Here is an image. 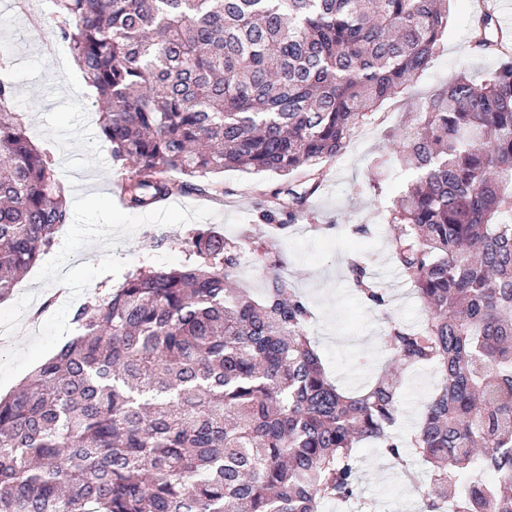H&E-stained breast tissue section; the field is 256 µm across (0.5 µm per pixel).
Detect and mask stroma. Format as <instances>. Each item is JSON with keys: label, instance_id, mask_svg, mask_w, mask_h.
Here are the masks:
<instances>
[{"label": "stroma", "instance_id": "stroma-1", "mask_svg": "<svg viewBox=\"0 0 512 512\" xmlns=\"http://www.w3.org/2000/svg\"><path fill=\"white\" fill-rule=\"evenodd\" d=\"M12 0H0V15L11 25L0 27L14 66L13 110L35 145L50 152L58 178L69 193L71 218L52 249L0 301V318L8 321L9 341L0 347V393L15 390L32 370L54 356L73 334L74 307L97 292L100 284L120 287L128 272L146 266L169 269L182 265L193 230L210 229L240 242L245 257L233 272L236 287L260 295L266 269L252 253L256 233V200L271 199L280 187L310 188L308 169L288 175L227 169L214 174L217 191L208 196L176 195L161 207L135 211L112 196L124 176L111 146L98 131L94 94L69 52L47 55L42 47L56 21L39 30L13 19ZM473 0H452L444 36L428 68L407 90L378 106L359 127L349 147L322 162L325 173L312 190L306 213L275 241L280 269L308 302L313 319L308 334L330 379L342 391L367 388L390 364L382 345L388 319L415 326L424 318L412 287L400 276L390 252L396 225L386 211L403 191L410 173L391 158L388 139L399 130L414 103L426 102L447 85L460 67L473 77L492 70L495 55L474 48L470 31ZM366 224L370 233L355 234ZM360 258L388 294L386 309L365 305L352 288L347 265ZM398 434L412 433L423 405L437 383L430 368L401 370ZM356 498L347 512H422L428 469L417 457L397 467L377 444L357 448Z\"/></svg>", "mask_w": 512, "mask_h": 512}]
</instances>
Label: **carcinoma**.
I'll list each match as a JSON object with an SVG mask.
<instances>
[{"instance_id":"obj_1","label":"carcinoma","mask_w":512,"mask_h":512,"mask_svg":"<svg viewBox=\"0 0 512 512\" xmlns=\"http://www.w3.org/2000/svg\"><path fill=\"white\" fill-rule=\"evenodd\" d=\"M55 36L95 88L124 205L213 191L226 168L288 174L346 150L368 113L427 66L450 0H52ZM493 17L474 33L493 49ZM462 72L411 112L393 151L412 179L387 210L391 256L423 302L390 323L395 368L440 375L410 438L392 432L401 379L359 394L326 376L307 302L278 272L228 286L241 245L196 232L193 261L129 273L80 306L74 337L0 397V512H320L357 488L356 444L432 483L425 512H512V54ZM0 79V299L70 217L49 155ZM171 171L179 179L168 176ZM288 219L307 192L278 190ZM362 298L386 308L362 262Z\"/></svg>"}]
</instances>
